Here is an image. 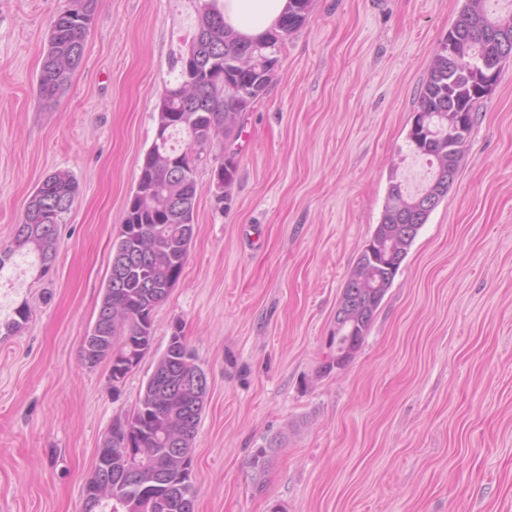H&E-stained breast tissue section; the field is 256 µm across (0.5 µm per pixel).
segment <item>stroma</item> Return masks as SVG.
<instances>
[{
    "label": "stroma",
    "instance_id": "1",
    "mask_svg": "<svg viewBox=\"0 0 512 512\" xmlns=\"http://www.w3.org/2000/svg\"><path fill=\"white\" fill-rule=\"evenodd\" d=\"M202 2L99 0L81 67L44 106L37 77L71 0H0V243L48 174L79 183L50 274L0 285V311L29 308L0 335V512H83L104 436L176 330L209 382L195 512H512V59L356 358L327 367L391 177L411 191L430 177L408 133L465 0H312L265 97L197 168L187 262L151 350L117 393L108 364H82L155 105ZM227 151L238 171L222 209L213 171Z\"/></svg>",
    "mask_w": 512,
    "mask_h": 512
}]
</instances>
